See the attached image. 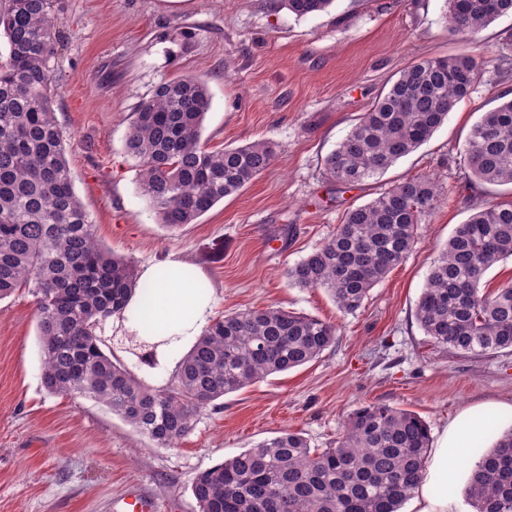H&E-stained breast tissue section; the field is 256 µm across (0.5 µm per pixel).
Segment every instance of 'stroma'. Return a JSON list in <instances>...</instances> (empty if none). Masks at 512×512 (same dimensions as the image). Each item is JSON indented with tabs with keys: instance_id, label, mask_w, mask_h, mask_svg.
<instances>
[{
	"instance_id": "1",
	"label": "stroma",
	"mask_w": 512,
	"mask_h": 512,
	"mask_svg": "<svg viewBox=\"0 0 512 512\" xmlns=\"http://www.w3.org/2000/svg\"><path fill=\"white\" fill-rule=\"evenodd\" d=\"M445 0H336L296 17L280 0H61L52 107L65 139L74 190L99 240L136 271L176 256L199 267L215 292L214 316L279 306L336 326L318 359L269 375L208 408L175 447L161 448L104 405L47 393L36 298L0 301V512H111L129 486L162 512H199L194 478L291 430L332 448L351 413L384 403L418 414L439 437L460 409L512 403V351L463 357L424 335L415 309L435 257L459 224L508 192L471 184L461 153L475 122L512 98V13L480 34L491 59L471 94L431 139L384 174L352 189L328 181L323 159L399 71L461 51L448 34ZM206 81V149L259 139L273 163L195 224L171 230L139 189L124 142L132 113L163 79ZM433 175L440 202L407 260L371 289L363 307L341 312L320 289L292 287L287 269L330 237L347 211L417 174ZM107 347L137 378L153 352L109 320Z\"/></svg>"
}]
</instances>
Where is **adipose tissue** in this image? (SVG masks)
Here are the masks:
<instances>
[{
	"mask_svg": "<svg viewBox=\"0 0 512 512\" xmlns=\"http://www.w3.org/2000/svg\"><path fill=\"white\" fill-rule=\"evenodd\" d=\"M151 301L133 297L127 329L152 345L160 367H170L207 325L215 304L206 277L196 266L170 258L145 268ZM512 423V404L479 403L458 412L444 428L407 512H461L464 490L484 448Z\"/></svg>",
	"mask_w": 512,
	"mask_h": 512,
	"instance_id": "1",
	"label": "adipose tissue"
}]
</instances>
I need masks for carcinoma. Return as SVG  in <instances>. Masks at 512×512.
I'll list each match as a JSON object with an SVG mask.
<instances>
[{
  "label": "carcinoma",
  "mask_w": 512,
  "mask_h": 512,
  "mask_svg": "<svg viewBox=\"0 0 512 512\" xmlns=\"http://www.w3.org/2000/svg\"><path fill=\"white\" fill-rule=\"evenodd\" d=\"M334 0H284L298 17ZM58 0H9L0 31V300L33 288L42 351L41 380L54 395L103 404L161 448L194 427L203 409L268 375L317 358L337 328L278 307L216 318L180 360L174 382L138 379L104 350L99 331L126 312L141 285L133 265L112 255L73 187L50 90L55 71ZM512 0H446L448 33L466 43ZM484 61L475 54L430 57L405 66L323 160L346 188L384 173L426 143L470 94ZM211 94L205 81H160L135 110L126 153L139 167L142 195L161 224H194L266 170L275 145L257 140L208 151L201 146ZM463 163L482 186H512V99L472 126ZM439 184L415 175L349 210L321 246L287 269L289 282L323 289L353 314L370 290L413 251L419 224L435 209ZM512 258V202L483 208L456 227L433 261L416 320L433 343L481 356L512 349V283L481 286L485 273ZM431 448L417 414L369 404L350 417L334 448H313L284 431L200 472L192 485L200 512H399L412 497ZM476 512H512V430L479 462L465 489Z\"/></svg>",
  "instance_id": "1"
}]
</instances>
